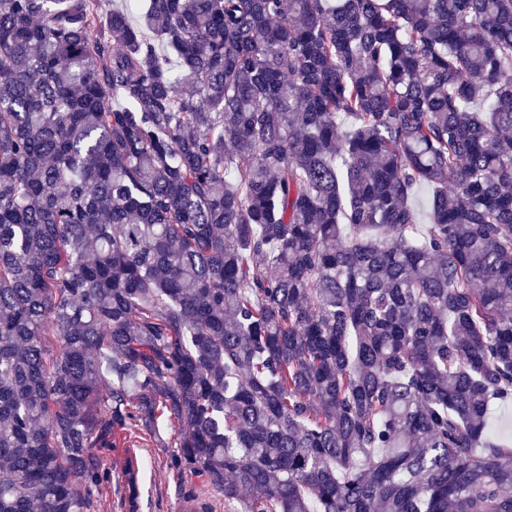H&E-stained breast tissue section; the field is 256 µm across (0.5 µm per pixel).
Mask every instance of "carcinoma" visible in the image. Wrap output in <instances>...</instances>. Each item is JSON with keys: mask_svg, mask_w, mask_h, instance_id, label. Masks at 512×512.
<instances>
[{"mask_svg": "<svg viewBox=\"0 0 512 512\" xmlns=\"http://www.w3.org/2000/svg\"><path fill=\"white\" fill-rule=\"evenodd\" d=\"M511 70L512 0H0V512L169 422L233 512H512ZM489 433L494 436L501 433L512 435V406L495 407L491 410Z\"/></svg>", "mask_w": 512, "mask_h": 512, "instance_id": "1", "label": "carcinoma"}]
</instances>
